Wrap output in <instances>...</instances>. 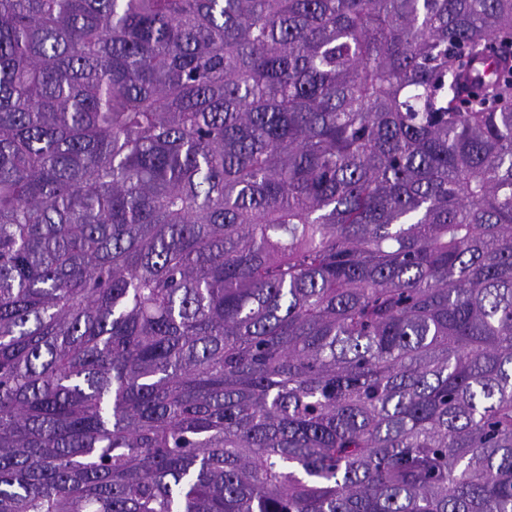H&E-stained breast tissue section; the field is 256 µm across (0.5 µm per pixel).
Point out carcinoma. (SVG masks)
<instances>
[{"instance_id": "1", "label": "carcinoma", "mask_w": 512, "mask_h": 512, "mask_svg": "<svg viewBox=\"0 0 512 512\" xmlns=\"http://www.w3.org/2000/svg\"><path fill=\"white\" fill-rule=\"evenodd\" d=\"M0 512H512V0H0Z\"/></svg>"}]
</instances>
